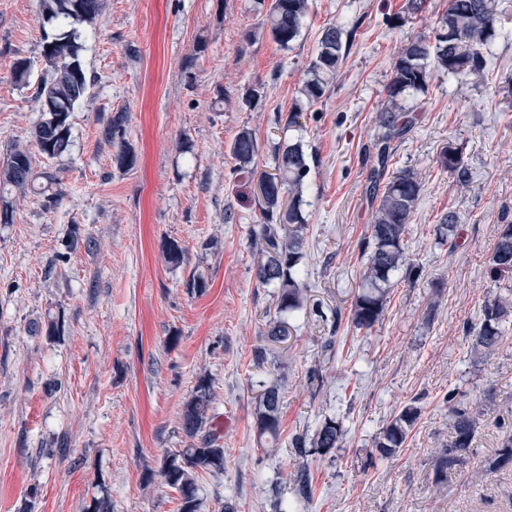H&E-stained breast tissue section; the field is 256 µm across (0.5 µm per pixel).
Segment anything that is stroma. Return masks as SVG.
<instances>
[{"label":"stroma","instance_id":"35a3bbf8","mask_svg":"<svg viewBox=\"0 0 512 512\" xmlns=\"http://www.w3.org/2000/svg\"><path fill=\"white\" fill-rule=\"evenodd\" d=\"M405 3L312 0L288 50L257 35L254 0H103L94 25L81 27L90 88L71 116L70 149L35 158L59 172L62 198L48 210L18 201L12 223L0 224V512H85L102 496L112 512H179L158 472L188 443L180 414L203 374L225 464L202 478L200 512H219L227 499L237 512H272L271 489L296 464L290 438L327 417L342 426V446L309 457L315 495L300 502L284 490L289 512H512L511 469L471 476L512 436V334L486 360L469 337L485 301L512 285L488 270L497 225L512 223V0H498L490 70L461 83L435 76L388 164L423 177L405 238L415 272L394 279L378 325L342 323L335 353L321 347L337 314H348L364 267L366 152L394 57L448 6L428 0L426 15L389 28L386 15ZM353 22L329 94L298 127L276 126L299 96L321 26ZM44 33L38 0H0V161L39 118ZM19 59L31 63L25 85L11 77ZM256 85L263 102L253 111L241 94ZM120 110L126 130L107 142L102 131ZM244 128L258 140L261 169L281 141H301L316 159L302 205L307 302L287 315L283 345L265 336L276 290L255 276L256 182L235 172L229 152ZM449 142L468 167L466 187L438 163ZM123 147L136 156L132 168L114 161ZM451 210L461 219L452 247L436 236ZM75 236L97 239L100 250H69ZM170 240L185 251L180 264L163 253ZM193 277L205 281L202 292H188ZM58 319L63 332L47 335ZM263 381L284 393L272 456L254 424ZM451 394L481 416L473 455L440 488L432 453L448 441ZM413 400L422 413L404 448L378 460L376 437Z\"/></svg>","mask_w":512,"mask_h":512}]
</instances>
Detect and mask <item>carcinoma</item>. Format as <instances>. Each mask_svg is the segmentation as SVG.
<instances>
[{
	"mask_svg": "<svg viewBox=\"0 0 512 512\" xmlns=\"http://www.w3.org/2000/svg\"><path fill=\"white\" fill-rule=\"evenodd\" d=\"M266 7L261 28L282 49L292 48L302 33L310 12V0H257ZM40 16L52 27L45 38L42 64L47 73L36 92L39 120L32 131V146L15 144L7 150L0 165V224L13 223L14 196H33L46 209L54 206L60 196L59 177L34 166L32 150L49 159L68 151L71 128L70 115L84 100L89 80L81 60L79 25L91 26L100 12V0H39ZM499 16L496 0H448V8L426 32L407 39L393 62L386 86V102L376 113L372 150L376 166L370 173V193L377 201L374 206L369 240L365 246L366 262L359 290L350 310V322L358 329L370 330L378 324L386 308L393 276L400 270L412 273L415 266L405 252L407 226L421 196V173L403 169L385 177L387 164L395 149L417 121L416 108L402 106V101L427 91L437 74L462 79L481 74L498 35ZM354 36V29L340 24L322 28L314 57L307 68L300 93L314 105L329 94L342 69ZM127 113L120 111L110 117L103 137L110 141L123 132ZM230 154L238 168L254 171L259 154L253 132L241 129L230 144ZM441 167L465 186L469 173L459 148L448 143L440 151ZM310 173V155L299 142L275 147L273 172H263L258 179V205L261 212L256 277L264 286L278 288L276 318L267 322L266 336L272 342L288 337L284 313L301 310L304 294L303 264L307 221L302 210V192ZM460 218L457 212L444 213L437 226V239H453ZM495 244L489 257L491 275H512V224H500L495 230ZM512 330V289L503 288L483 307L480 323L470 328L472 351L488 358ZM255 412L259 435L268 438L269 451H278L280 410L283 395L279 384H260ZM213 401L211 383L199 378L191 398L180 414L183 433L189 438L188 447L166 456L160 469L164 483L179 494V512H199V481L204 475L224 472V446L221 436L205 429ZM448 444L437 448L433 455V483L445 486L464 467L473 453V443L479 425L478 413L459 406L455 395H448ZM421 414L416 401L403 405L375 442L382 459L394 457L406 443ZM344 431L332 418L325 419L313 434H295L291 448L302 459L289 474L294 496L309 501L313 495V479L308 456L327 455L341 447ZM512 464V438L503 442L494 455L485 461L483 473Z\"/></svg>",
	"mask_w": 512,
	"mask_h": 512,
	"instance_id": "1",
	"label": "carcinoma"
}]
</instances>
